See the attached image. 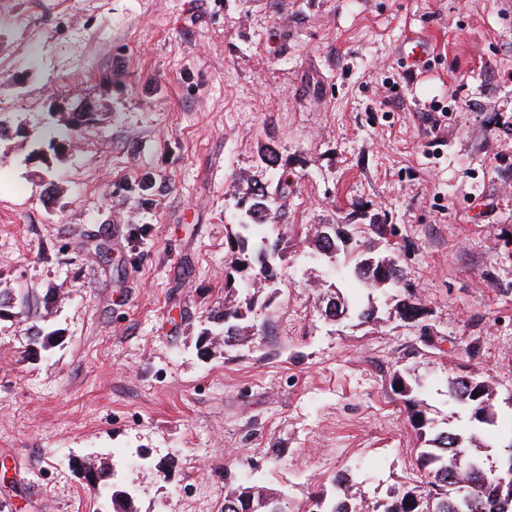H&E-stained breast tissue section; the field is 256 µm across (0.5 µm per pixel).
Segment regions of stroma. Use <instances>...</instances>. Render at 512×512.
<instances>
[{
    "mask_svg": "<svg viewBox=\"0 0 512 512\" xmlns=\"http://www.w3.org/2000/svg\"><path fill=\"white\" fill-rule=\"evenodd\" d=\"M425 40L423 70L400 47ZM92 108L73 149L45 133ZM0 512H220L234 483L286 512L348 474L368 504L419 485L418 448L468 431L479 371L512 428V0H0ZM290 188L255 336L200 350L224 302L237 201ZM387 224L383 238L361 232ZM337 224L336 258L315 247ZM396 258L403 287L343 266ZM378 325L326 320L334 291ZM425 313L401 320L398 299ZM57 342L34 352L35 327ZM476 353H469L470 344ZM429 408L414 429L392 387ZM477 376L486 382L479 392L475 387L469 385L465 379L466 376H449L448 396L469 410L471 418L477 423L475 425L478 428L482 424L494 423L496 412L492 385L484 376ZM476 393H479V396H476ZM87 469H95L102 480V486H108L112 488L111 500L113 512H135L133 511L131 499L128 497L127 493L121 489L115 488L113 481H108L111 479L113 480L115 476V471L113 468L111 469L107 464H104L101 461H99L98 464L93 462H84L81 464L82 473Z\"/></svg>",
    "mask_w": 512,
    "mask_h": 512,
    "instance_id": "1",
    "label": "stroma"
}]
</instances>
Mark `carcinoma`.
I'll return each instance as SVG.
<instances>
[{
	"mask_svg": "<svg viewBox=\"0 0 512 512\" xmlns=\"http://www.w3.org/2000/svg\"><path fill=\"white\" fill-rule=\"evenodd\" d=\"M93 113L79 112L69 116L65 130L57 132L56 137L72 141L79 127L92 119ZM260 159L269 169L279 171L277 190L252 192L245 200L247 221L239 225V231L232 241L231 268L235 272H251L253 293L242 299L239 289L226 279L224 287V309L214 319L222 325L224 345L232 347L250 335L254 325L246 323L252 313L255 300L260 292L274 278L275 254L278 243H270L264 234L265 228L278 222L281 216L279 199L288 193V171L280 170L279 154L275 148L266 146L260 150ZM341 240L334 224H319L315 229V242L320 251L335 256ZM347 274L356 277L366 287L378 290L396 288L404 280V271L398 261L389 255L367 253L358 260ZM398 313L403 319L411 320L422 315V307L411 298H404L397 304ZM357 313L362 322L375 320L372 306L358 308L353 305L325 309V316L338 320L346 312ZM393 383L402 386L397 391L407 404L412 426L421 430L431 419L427 416V407L416 398L412 386L397 375ZM448 396L469 410L471 418L477 424L494 423L496 412L494 392L490 383L481 390L469 385L465 377H448ZM477 434L464 437L453 429L441 431L432 439V446L420 451L419 470L427 478V489L423 492L392 488L385 501L373 506V512H512V442L505 446L507 454L493 469L485 467L477 455ZM94 469L101 478V484L112 488L113 512H133L130 497L121 489L114 487L111 479L115 471L100 462H85L81 471ZM335 494L328 498L317 492L311 499L305 512H363L362 493L348 476L341 474L334 479ZM222 512H286L281 498L269 488L257 484L239 485L224 496Z\"/></svg>",
	"mask_w": 512,
	"mask_h": 512,
	"instance_id": "carcinoma-1",
	"label": "carcinoma"
}]
</instances>
